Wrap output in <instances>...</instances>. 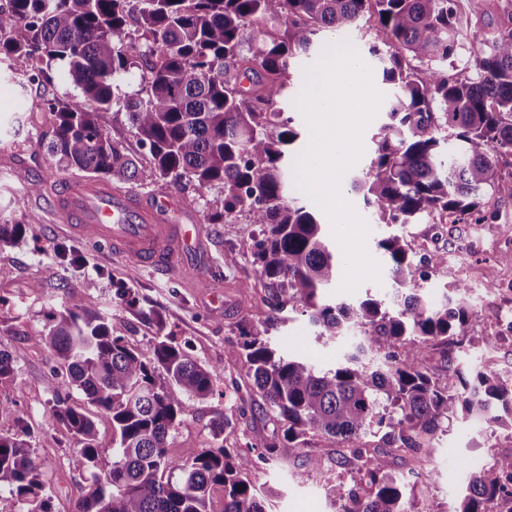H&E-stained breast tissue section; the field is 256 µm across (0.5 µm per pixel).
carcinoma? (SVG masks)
Instances as JSON below:
<instances>
[{
	"mask_svg": "<svg viewBox=\"0 0 512 512\" xmlns=\"http://www.w3.org/2000/svg\"><path fill=\"white\" fill-rule=\"evenodd\" d=\"M0 7V52L26 75L40 62L59 64L76 94L45 102L55 118L48 155L58 167L134 183L138 160L101 122L126 118L148 150L156 178L213 187L212 224L244 217L261 228L254 262L272 289L274 316L239 325L249 373L277 413L283 440L307 448H345L308 459L296 473L315 474L338 512H421L417 495L394 472L387 450L421 464L432 442L458 420L487 424L512 440V368L466 373L448 358V381L422 365L421 344L446 346L469 331L472 314L451 297L442 306L419 282L448 266V254L413 259L398 235L378 241L400 288L391 304L367 298L337 305L336 255L315 212L290 196V146L300 138L278 107L292 85L291 60L308 52L323 28L347 31L373 18L370 55L397 92L387 122L373 135L368 168L351 177L380 224H417L446 214L489 224L482 195L502 184L495 156H512V0H494L496 22L477 0L469 23L480 43L459 63L456 33L462 0H8ZM137 72L140 87L122 81ZM462 158L443 161L445 147ZM0 224V244L32 230ZM406 292H401V289ZM309 314L316 338L356 334L353 351L330 369L282 356L269 329L285 307ZM34 344L53 354L57 385L80 390L112 419V450L99 442L82 408L52 406L51 418L77 441L72 465L89 474L76 512H211L224 489L223 512H265L248 474L256 460L277 457L275 442L230 452L199 448L182 461L167 456L169 433L188 413L182 396L206 398L223 372L198 363L171 340L139 349L112 335L106 315L82 286L68 292L47 334ZM357 475L346 482L334 468ZM26 512H47L46 485L28 444L0 435V489ZM456 512H512V453L469 475Z\"/></svg>",
	"mask_w": 512,
	"mask_h": 512,
	"instance_id": "1",
	"label": "carcinoma"
}]
</instances>
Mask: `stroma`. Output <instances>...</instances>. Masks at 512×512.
<instances>
[{
	"mask_svg": "<svg viewBox=\"0 0 512 512\" xmlns=\"http://www.w3.org/2000/svg\"><path fill=\"white\" fill-rule=\"evenodd\" d=\"M371 34L360 27L340 33L320 32L309 54L294 59L293 67L305 73L319 61L327 44L346 41L370 60L367 41ZM73 86L65 74L54 72L52 81L42 74L17 75L7 56H0V224H31L33 234L11 245L0 246V350L13 358L14 373L0 382V402L13 406L14 416L0 417V434L26 441L40 462L48 487L50 512H75L84 493L86 475L71 465L77 443L67 427L50 419L49 409L61 400L71 406L84 405L83 394L74 388L53 391L49 383L56 361L50 351L33 346L34 336L47 333L53 314L62 308L66 285L85 286L110 323L113 335L123 337L137 348H148L165 335L198 362L222 365L223 373L208 397L190 399L189 411L181 425L167 439L170 458L186 459L196 448L211 444L229 449H246L263 441L283 439L279 417L266 410L253 386L242 355L239 325L247 318H265L271 295L253 261L260 238L256 225L212 224L207 220L206 200L213 190L188 183L186 188L158 181L152 174L149 154L143 150L123 116L104 114L103 123L112 138L135 154L143 178L133 189L146 198L160 194L176 196L186 216L195 224L199 242L188 256L182 272L161 275L147 268L115 260L102 249L73 237L53 216L49 193L69 179L57 170L46 151L54 118L45 107L47 98L65 97ZM39 181L43 193L27 195L30 182ZM343 198L369 227L368 255L379 265L378 279L361 282L355 291L328 289L331 300L355 305L366 297L391 299L394 283L387 262L377 248L380 238L391 234L389 226L376 223L363 197L341 183ZM498 212L493 224H444L434 231L429 224L400 227L417 255L437 251L449 256L463 255L476 273L465 276L456 263H449L419 292L440 302L447 282L465 281L471 328L455 342L466 354L470 369L487 365L512 366V338H498L492 350H485V323L500 303L493 290L501 254L512 252V195L498 192L488 196ZM235 251L236 264L224 263V254ZM282 323L270 333L283 354L303 359L321 368L343 361L351 347L348 338L325 341L315 336L308 314L284 310ZM434 452L422 467L414 468L398 453H390L394 470L407 474L423 512H455L465 487L466 469L488 465L493 457L512 451L505 433L490 437L483 423L457 422L448 432L437 434ZM319 441L300 450L284 448L278 459L260 463L248 479L264 503L266 512H336L317 479L297 482L295 474L307 458L327 456Z\"/></svg>",
	"mask_w": 512,
	"mask_h": 512,
	"instance_id": "35a3bbf8",
	"label": "stroma"
}]
</instances>
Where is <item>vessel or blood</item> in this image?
Instances as JSON below:
<instances>
[{
	"instance_id": "b4317fda",
	"label": "vessel or blood",
	"mask_w": 512,
	"mask_h": 512,
	"mask_svg": "<svg viewBox=\"0 0 512 512\" xmlns=\"http://www.w3.org/2000/svg\"><path fill=\"white\" fill-rule=\"evenodd\" d=\"M61 223L113 255L173 272L193 240L189 224H171L168 199L146 200L97 179L68 180L52 197Z\"/></svg>"
}]
</instances>
